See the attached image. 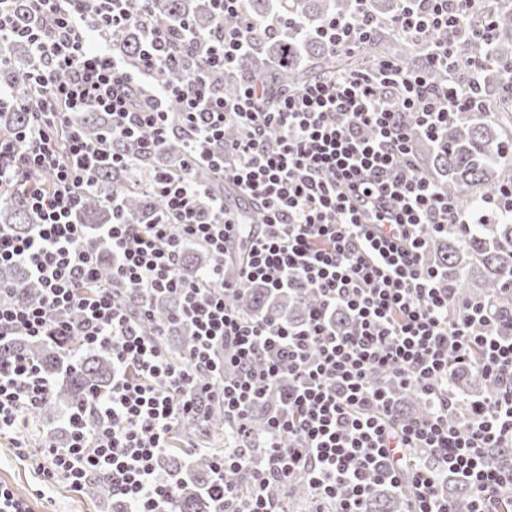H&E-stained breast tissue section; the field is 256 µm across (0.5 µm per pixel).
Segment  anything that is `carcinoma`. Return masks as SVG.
Returning <instances> with one entry per match:
<instances>
[{
	"mask_svg": "<svg viewBox=\"0 0 512 512\" xmlns=\"http://www.w3.org/2000/svg\"><path fill=\"white\" fill-rule=\"evenodd\" d=\"M369 10L376 16L391 20L400 8L399 0H369ZM355 8L352 0H245L241 16L236 19L251 30L253 43L248 56L252 67L241 73H217L211 79L212 87L226 96L235 94L247 80L266 81L272 91L279 94L318 77L330 78L367 66L380 58L393 57L406 69L419 67V55L392 31L386 36L375 37L359 49L347 54H333L315 39H301L291 31L268 30L266 25L277 15L290 16L313 27L333 15H350ZM155 13L164 24L178 25L187 21L201 32L212 27V12L206 0H157ZM145 41L144 32L133 26L117 27L110 32L109 47L120 51L123 64L133 69L139 60V50ZM464 54L480 64L482 80L480 95L500 103L501 116L483 120L463 113L448 123V132L435 143H422L418 154L428 156L435 178L448 186L458 209L475 213L483 198L499 185L512 179V171L503 167L491 154L490 146L512 138V80L505 77L504 68L512 65V8L495 12L492 44L459 34ZM30 48L25 43L10 47L8 65L0 68V84L10 88L13 97L32 101L39 97L37 90L22 78L30 68ZM186 78V71L177 67L161 68L150 76L158 88L175 85ZM29 114L6 109L0 112V135L6 136L25 125ZM175 132L168 144L145 159L156 169L173 174L185 171L188 133L181 126L178 116H171ZM84 136L93 142L102 139L109 118L100 112H86L77 118ZM195 179L208 186L210 197L224 196V182L213 169L205 165L192 168ZM120 197L124 214L134 224H149L159 219L163 212L162 199L144 190L128 179L122 168L99 171L92 189L82 196L79 220L84 224L112 223V198ZM34 216L27 210L23 196L11 191L0 204V223L11 232L28 236L34 232ZM427 262L438 268L448 278V288L465 297L495 298L499 288L512 270V216L503 215L497 224H473L465 231L448 225V235H439L430 242ZM210 265L209 256L199 247L185 253L180 275L194 277ZM0 282L21 287L18 298L34 301L37 288L28 278L26 270L17 265L0 267ZM238 303L255 315L269 311L285 320H294L304 314V303L298 296L286 293L271 302L265 289L244 285ZM180 306L179 298L172 294L157 302L155 317L166 326L163 345L169 355L179 360L190 347L189 330L183 326H170V318ZM28 358L38 363L44 372L59 375L39 413H54L60 409L83 405L91 393L106 395L112 386V348L105 345L82 356L77 363L64 370L60 352L49 341H34L16 336L0 345V361ZM450 382L466 400L482 399L493 391V385L468 364H454ZM398 411L405 417H414L429 410L417 393L416 387L397 388L394 391ZM231 440L224 437V448H211L196 455L192 465L184 468L177 456V449L170 448L161 458V468L171 482L179 486V495L173 507L179 512H214L218 505L205 492L212 479V461L229 451ZM440 486L453 501L458 512H467L471 488L464 478L448 474L440 479ZM87 491L101 502L112 504L115 512H122L123 501L112 497V477L97 475L87 484ZM288 498L301 503L307 512H313L307 485L295 480L287 492ZM368 512H404L406 501L388 485H376L367 504Z\"/></svg>",
	"mask_w": 512,
	"mask_h": 512,
	"instance_id": "cac0c4a2",
	"label": "carcinoma"
}]
</instances>
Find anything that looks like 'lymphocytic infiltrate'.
Instances as JSON below:
<instances>
[{"mask_svg":"<svg viewBox=\"0 0 512 512\" xmlns=\"http://www.w3.org/2000/svg\"><path fill=\"white\" fill-rule=\"evenodd\" d=\"M13 0H0V66L14 42L32 60L25 77L50 88L29 123L0 138V189L52 172L51 192L30 189L25 205L37 231L21 236L0 227V266L20 264L40 285L37 302L13 297L0 284V342L30 336L69 353L71 339L93 351L112 346V388L69 412L64 445L44 442L31 453L15 442L44 481L66 479L82 489L93 474L112 476V493L133 512H172L176 488L158 467L184 422H204L208 406L224 412L233 439L216 458L208 492L222 512H283L279 491L301 478L314 512H367L375 483L411 485L406 512H456L438 472L460 474L472 489V512H512V468L489 453L512 447V285L496 300L456 296L425 261L432 233L449 225L489 223L512 214V182L489 193L480 218L460 211L446 189L422 173L414 137L439 140L456 113L483 115L480 66L464 63L461 29L491 39L494 13L484 0H401L392 27L424 50L419 70L385 59L337 79L320 80L265 106V83L246 82L233 98L212 89L209 75L234 66L250 45L235 24L243 0H214L204 34L155 26L156 0H27L18 24ZM347 17H331L312 38L333 52H351L380 27L366 0ZM140 25L147 33L137 68L116 60L107 29ZM202 52L184 83L157 90L146 79L181 56L177 38ZM442 82H435L434 73ZM102 112L109 136L140 139V151L161 149L178 114L192 138L189 161H211L225 183L260 209L244 228L223 200L199 206L205 188L189 175L134 171L164 203L156 224H132L113 200L105 229L112 285L98 287L99 249L88 225L75 219L81 195L104 167L124 156L87 140L72 123ZM239 129L225 140L228 124ZM67 146L58 149L57 137ZM206 248L213 264L194 280L177 274L186 245ZM270 292L305 287L313 301L291 327L254 318L234 306L239 281ZM134 293L127 311L117 290ZM180 299L178 318L195 328V344L173 361L161 344L151 299ZM350 323H333L337 310ZM473 363L494 388L486 399L460 402L448 386L451 362ZM416 385L431 404L427 416H398L388 387L373 373ZM278 390L261 444L249 439L253 413ZM52 384L31 360L0 362V434L28 426ZM429 462L409 467L414 450Z\"/></svg>","mask_w":512,"mask_h":512,"instance_id":"1","label":"lymphocytic infiltrate"}]
</instances>
